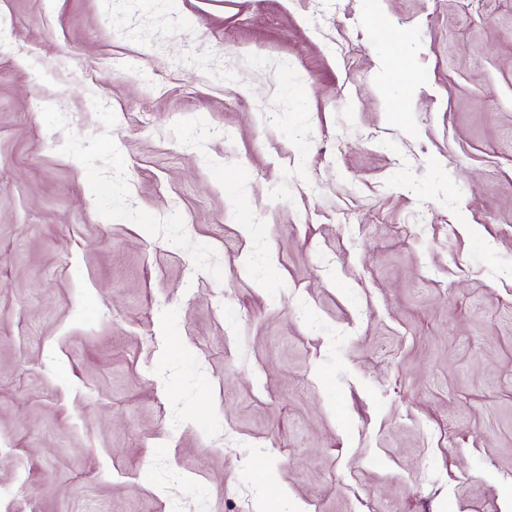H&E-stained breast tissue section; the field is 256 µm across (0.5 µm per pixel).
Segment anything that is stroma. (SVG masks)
Segmentation results:
<instances>
[{
    "label": "stroma",
    "instance_id": "35a3bbf8",
    "mask_svg": "<svg viewBox=\"0 0 512 512\" xmlns=\"http://www.w3.org/2000/svg\"><path fill=\"white\" fill-rule=\"evenodd\" d=\"M0 28V512H512V0Z\"/></svg>",
    "mask_w": 512,
    "mask_h": 512
}]
</instances>
